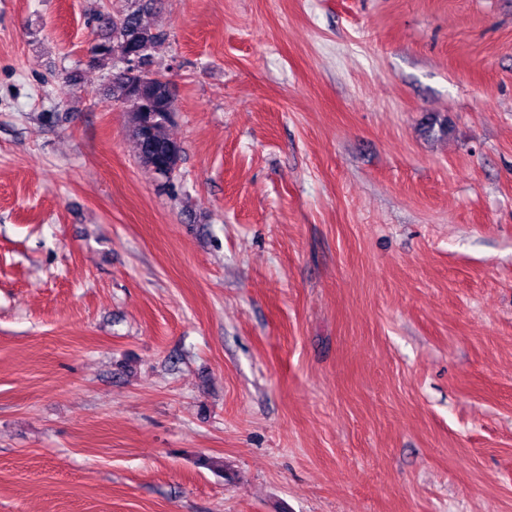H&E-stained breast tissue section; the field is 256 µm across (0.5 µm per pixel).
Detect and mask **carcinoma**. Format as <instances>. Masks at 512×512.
I'll use <instances>...</instances> for the list:
<instances>
[{
	"label": "carcinoma",
	"mask_w": 512,
	"mask_h": 512,
	"mask_svg": "<svg viewBox=\"0 0 512 512\" xmlns=\"http://www.w3.org/2000/svg\"><path fill=\"white\" fill-rule=\"evenodd\" d=\"M144 5L140 0H127L124 12L117 16H102L110 36L91 47L92 62L100 64L115 57L114 47L133 46L151 60L155 48L165 39V33L143 19ZM114 97L122 93L123 85L131 87L126 104L131 141L140 166L151 173L163 167L179 169L183 148L175 140L169 127L172 123L173 91L159 81L143 82L136 75L120 76L112 71L110 77Z\"/></svg>",
	"instance_id": "cac0c4a2"
}]
</instances>
